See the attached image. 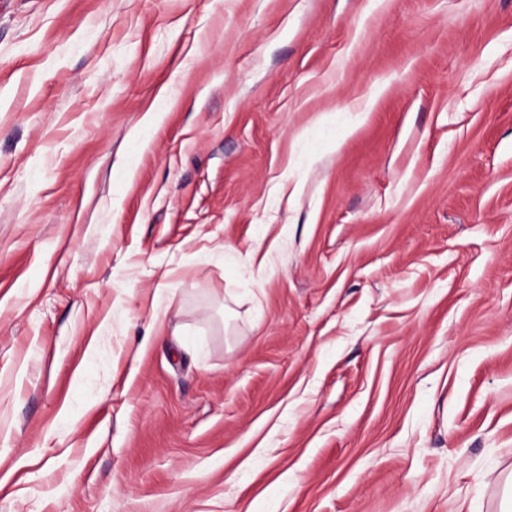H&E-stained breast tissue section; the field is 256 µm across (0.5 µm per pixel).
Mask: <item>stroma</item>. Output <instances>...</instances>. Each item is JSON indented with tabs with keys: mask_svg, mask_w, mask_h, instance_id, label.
<instances>
[{
	"mask_svg": "<svg viewBox=\"0 0 512 512\" xmlns=\"http://www.w3.org/2000/svg\"><path fill=\"white\" fill-rule=\"evenodd\" d=\"M512 0H0V512H502Z\"/></svg>",
	"mask_w": 512,
	"mask_h": 512,
	"instance_id": "35a3bbf8",
	"label": "stroma"
}]
</instances>
